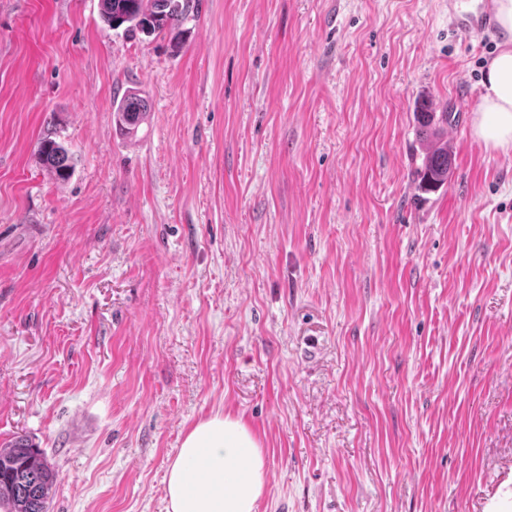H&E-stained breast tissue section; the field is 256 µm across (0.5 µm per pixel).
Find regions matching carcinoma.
<instances>
[{
  "instance_id": "1",
  "label": "carcinoma",
  "mask_w": 512,
  "mask_h": 512,
  "mask_svg": "<svg viewBox=\"0 0 512 512\" xmlns=\"http://www.w3.org/2000/svg\"><path fill=\"white\" fill-rule=\"evenodd\" d=\"M200 0H99L100 18L112 29L162 34L178 27L188 15L198 11ZM148 100L140 93L126 91L116 101L114 119L120 130L132 135L145 121ZM417 118L423 132L431 137L430 146L418 172L426 188L448 181L452 166L448 142L440 138L434 121L448 122V113L422 110ZM37 151L42 165L60 179L71 172L68 149L51 136L39 140ZM54 482L40 449L28 440L17 438L0 448V509L3 512H47V502Z\"/></svg>"
}]
</instances>
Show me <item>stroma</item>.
Returning a JSON list of instances; mask_svg holds the SVG:
<instances>
[{
	"label": "stroma",
	"mask_w": 512,
	"mask_h": 512,
	"mask_svg": "<svg viewBox=\"0 0 512 512\" xmlns=\"http://www.w3.org/2000/svg\"><path fill=\"white\" fill-rule=\"evenodd\" d=\"M181 28L0 0V444L42 450L48 512H167L216 413L264 449L257 512H512V150L473 133L496 29L448 0H201ZM425 99L452 171L419 203ZM492 24L493 14L487 0H448V25L453 31L479 37ZM148 108V100L142 94L128 90L116 100L113 111L115 122L120 130L132 135L145 121ZM37 151L42 165L60 179H65L71 172L72 165L68 149L62 142L51 136L39 140Z\"/></svg>",
	"instance_id": "1"
}]
</instances>
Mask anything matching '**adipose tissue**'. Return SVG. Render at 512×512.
<instances>
[{"label":"adipose tissue","mask_w":512,"mask_h":512,"mask_svg":"<svg viewBox=\"0 0 512 512\" xmlns=\"http://www.w3.org/2000/svg\"><path fill=\"white\" fill-rule=\"evenodd\" d=\"M498 53L483 79L473 123L489 149L512 148V0H491ZM267 460L257 437L241 419L213 415L185 435L167 475L168 512H257L266 492Z\"/></svg>","instance_id":"1"}]
</instances>
